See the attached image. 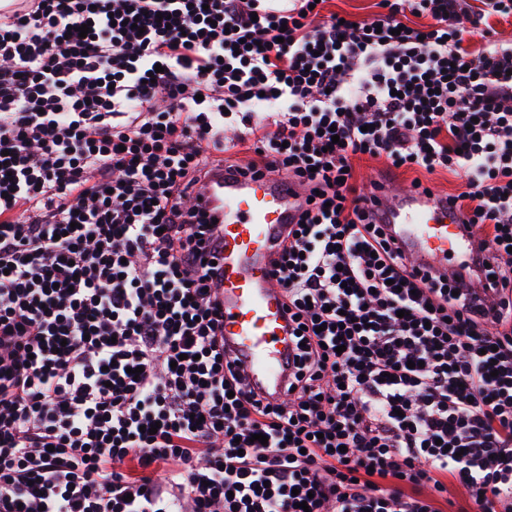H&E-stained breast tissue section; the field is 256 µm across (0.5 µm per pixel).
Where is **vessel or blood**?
<instances>
[{
  "instance_id": "vessel-or-blood-1",
  "label": "vessel or blood",
  "mask_w": 512,
  "mask_h": 512,
  "mask_svg": "<svg viewBox=\"0 0 512 512\" xmlns=\"http://www.w3.org/2000/svg\"><path fill=\"white\" fill-rule=\"evenodd\" d=\"M374 196L376 207L387 214L390 236L416 266L469 284L466 266L482 250L484 238L463 222L450 196L421 187L397 193L386 184ZM193 197L206 219H219L223 226L217 266L224 347L257 392L283 394L293 344L272 272L277 239L296 222L304 194L283 174L230 176L219 167Z\"/></svg>"
}]
</instances>
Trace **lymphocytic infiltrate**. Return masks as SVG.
Returning <instances> with one entry per match:
<instances>
[{
	"instance_id": "1",
	"label": "lymphocytic infiltrate",
	"mask_w": 512,
	"mask_h": 512,
	"mask_svg": "<svg viewBox=\"0 0 512 512\" xmlns=\"http://www.w3.org/2000/svg\"><path fill=\"white\" fill-rule=\"evenodd\" d=\"M480 2L0 8V512H512V0ZM364 156L464 180L491 310L391 246ZM217 163L305 188L279 399L219 340ZM328 9L342 14H349L354 19H362L378 9L377 0H329Z\"/></svg>"
}]
</instances>
